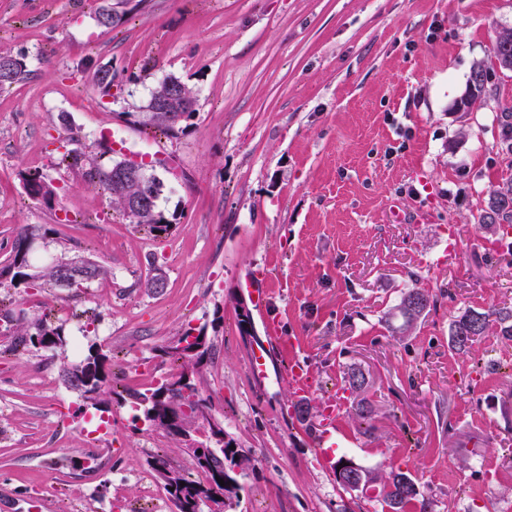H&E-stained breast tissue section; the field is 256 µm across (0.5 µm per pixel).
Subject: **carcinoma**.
Wrapping results in <instances>:
<instances>
[{
  "label": "carcinoma",
  "instance_id": "obj_1",
  "mask_svg": "<svg viewBox=\"0 0 512 512\" xmlns=\"http://www.w3.org/2000/svg\"><path fill=\"white\" fill-rule=\"evenodd\" d=\"M501 55V42L495 40L492 57L489 64L476 65L469 78L468 96L476 99L488 91V73L494 69L495 60ZM31 71L28 70L26 61L17 56L0 55V91L9 89L14 85L28 80ZM116 79V73L112 69L103 66L95 73V81L99 92L104 96L111 95L112 85ZM172 86L179 90L187 98V104L181 112H156L154 100L166 87ZM196 94L186 83L175 76H168L150 95L143 111L134 115L133 123L145 128L154 129L162 134L177 138L188 128V121L195 117ZM97 145L102 152H85L74 148L66 150L60 157V162L67 168L75 170L90 184L97 185L112 195L113 204L120 208L129 218L130 223L138 224L148 230L150 234L159 238L169 234L173 225L165 218L158 208V200L163 192L162 181L154 179L156 186L154 194L143 197V188L140 181L121 172L122 160L113 159L107 165L102 164V158L112 153V149L106 141L100 140ZM24 187L27 193L46 203L52 202L55 191L42 173L33 170L23 175ZM508 221L512 227V180L498 184L489 194L486 208L480 214L482 224H498L499 228L505 225L497 223V220ZM53 233V230L44 226L23 224L17 232L12 245L11 262L0 267V280H8L13 286L25 285L27 288L59 287V275L62 268L71 266L77 268L82 274L81 283L87 284L103 277L106 270L96 260L80 255H70L66 247L49 261H44L37 256L35 250L29 247L33 241L45 239ZM417 300L419 312L408 317L405 313L406 303ZM431 300L429 294L421 288H410L405 291L397 305V310L403 319L400 330L404 333L413 330L418 321L429 313ZM0 320L11 323L17 322L13 333L14 349L24 351H49L57 352L65 350L67 343L64 334V323L45 315L34 320L24 317H14L9 308H0ZM497 325L499 335L512 339V307L489 309L483 312L468 309L453 317L449 324V336L451 347L459 352H470L476 342L484 336L491 325ZM190 333L178 338L172 345L166 347L163 353L171 358L182 361V371L178 379L187 376L192 381L187 386L184 395L185 403L189 407L199 408V417L184 416L181 421L190 424L194 421L207 420V413L211 412L210 398L205 396L200 387L202 367L207 362L213 345L204 333H199L197 347L198 352H192L188 348H180L182 341ZM111 377L109 357L102 345L93 343L88 346L87 352L81 360L64 369V381L68 386L82 392L86 400L94 406L104 402L103 396L108 394L107 383ZM164 384H159L144 392H136L132 395L134 404L138 409V415L134 419L143 418L150 426L162 430L174 440H179L178 433L173 427L165 424L170 408L166 400L159 398V392ZM193 463L196 471L201 474L198 479H191L183 474L174 478V484H163L168 499L174 504L176 512H204L202 496L206 494L223 495L228 499L236 497L234 491L218 483V479L212 472L207 458L195 457ZM375 501L384 507L392 509H407L415 502H420L419 512H427L426 499L421 497V492L415 479L402 471H391L387 478L381 481L379 492Z\"/></svg>",
  "mask_w": 512,
  "mask_h": 512
}]
</instances>
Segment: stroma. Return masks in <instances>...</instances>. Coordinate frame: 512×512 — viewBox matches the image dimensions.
<instances>
[{
	"label": "stroma",
	"instance_id": "35a3bbf8",
	"mask_svg": "<svg viewBox=\"0 0 512 512\" xmlns=\"http://www.w3.org/2000/svg\"><path fill=\"white\" fill-rule=\"evenodd\" d=\"M101 3L0 0V54L34 72L0 92V265L33 224L51 228L49 253L64 245L108 270L81 288L5 281L0 294L28 319L67 306L69 340L102 344L112 367L98 409L63 380L76 354H12L0 335V512H27L33 497L47 512H172L149 462L194 467L165 433L132 423L130 395L178 376L162 350L188 331L213 343L201 388L252 459L227 512H382L337 483L342 457L411 473L427 512H512V340L492 330L467 354L448 343L458 311L512 307V245L479 224L492 186L512 179L499 147L512 73L458 109L474 66L512 29V0H129L110 29ZM104 65L118 75L108 96L93 82ZM169 75L197 93L188 131L126 123ZM103 129L127 139L126 159L174 156L155 168L168 237L60 165L70 136L89 148ZM34 169L53 204L27 194ZM158 268L166 286L152 292ZM412 287L434 305L412 333L393 332ZM272 320L288 346L271 347L260 380L250 355ZM295 362L313 379L303 421L286 382ZM353 367L368 382L365 421L344 382ZM330 397L341 414L324 459L312 439ZM101 420L112 453L87 471Z\"/></svg>",
	"mask_w": 512,
	"mask_h": 512
}]
</instances>
